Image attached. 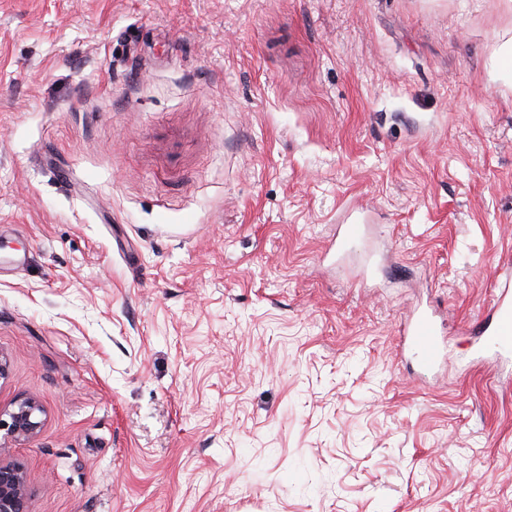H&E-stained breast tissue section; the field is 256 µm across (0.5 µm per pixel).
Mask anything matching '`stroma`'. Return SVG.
I'll return each instance as SVG.
<instances>
[{"label": "stroma", "mask_w": 512, "mask_h": 512, "mask_svg": "<svg viewBox=\"0 0 512 512\" xmlns=\"http://www.w3.org/2000/svg\"><path fill=\"white\" fill-rule=\"evenodd\" d=\"M511 49L512 0H0L29 512H512V381L469 362L512 282ZM362 235V224H342L333 242V246L336 247V254H341L357 246L362 239ZM399 336L422 369H435L447 358V336L434 312H418L400 327Z\"/></svg>", "instance_id": "1"}]
</instances>
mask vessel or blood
Segmentation results:
<instances>
[{
	"label": "vessel or blood",
	"instance_id": "obj_1",
	"mask_svg": "<svg viewBox=\"0 0 512 512\" xmlns=\"http://www.w3.org/2000/svg\"><path fill=\"white\" fill-rule=\"evenodd\" d=\"M362 235V225H341L334 240L337 252L357 246ZM399 336L403 348L421 368H436L448 355V341L435 313L418 312L400 327ZM474 342L479 355L487 354L502 361L512 359V287L503 286L487 313L476 321Z\"/></svg>",
	"mask_w": 512,
	"mask_h": 512
}]
</instances>
